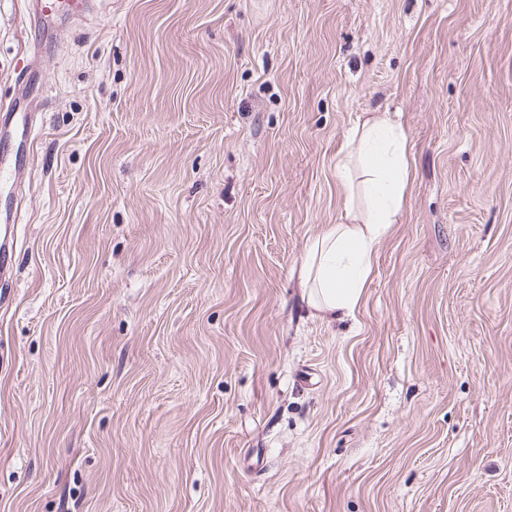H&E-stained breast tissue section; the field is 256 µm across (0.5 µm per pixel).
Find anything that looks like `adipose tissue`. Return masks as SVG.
Masks as SVG:
<instances>
[{"mask_svg": "<svg viewBox=\"0 0 512 512\" xmlns=\"http://www.w3.org/2000/svg\"><path fill=\"white\" fill-rule=\"evenodd\" d=\"M348 143L370 192L369 208L359 214L345 203L342 222L311 241L301 266L308 304L329 321L352 315L358 306L379 243L404 206L409 180L407 139L387 114L369 115Z\"/></svg>", "mask_w": 512, "mask_h": 512, "instance_id": "adipose-tissue-1", "label": "adipose tissue"}]
</instances>
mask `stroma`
<instances>
[{
  "mask_svg": "<svg viewBox=\"0 0 512 512\" xmlns=\"http://www.w3.org/2000/svg\"><path fill=\"white\" fill-rule=\"evenodd\" d=\"M0 0L45 90L0 287V512H512V0ZM368 112L411 179L301 298ZM348 146L347 160L365 176L369 208L356 213L349 193L343 222L311 241L300 268L308 304L327 321L344 319L358 306L379 243L398 222L409 180L407 139L387 112L370 114L356 126Z\"/></svg>",
  "mask_w": 512,
  "mask_h": 512,
  "instance_id": "35a3bbf8",
  "label": "stroma"
}]
</instances>
